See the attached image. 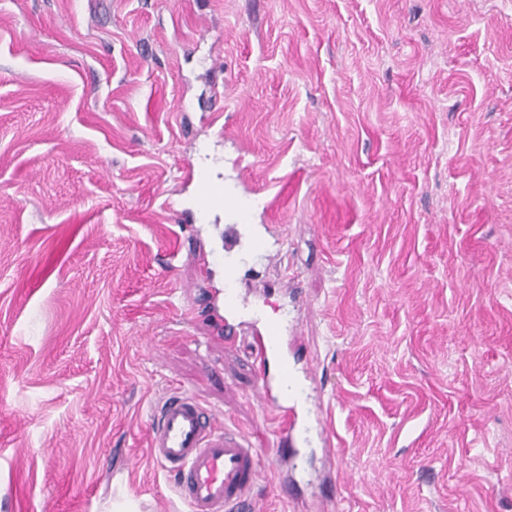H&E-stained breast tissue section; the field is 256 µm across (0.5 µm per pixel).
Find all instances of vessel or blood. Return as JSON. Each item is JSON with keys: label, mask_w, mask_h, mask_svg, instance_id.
<instances>
[{"label": "vessel or blood", "mask_w": 512, "mask_h": 512, "mask_svg": "<svg viewBox=\"0 0 512 512\" xmlns=\"http://www.w3.org/2000/svg\"><path fill=\"white\" fill-rule=\"evenodd\" d=\"M198 203L212 212L223 210V181H204ZM252 308L247 294L225 289V319ZM278 343V325L265 323L252 341V355L259 398L278 421L273 453L281 456L297 442L298 416L288 403L294 382ZM148 445L154 461L175 472V490L188 512H246L260 478L263 451L245 435L226 428L222 417L195 397L183 392L166 397L150 427Z\"/></svg>", "instance_id": "b4317fda"}]
</instances>
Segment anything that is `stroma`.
Segmentation results:
<instances>
[{"instance_id": "stroma-1", "label": "stroma", "mask_w": 512, "mask_h": 512, "mask_svg": "<svg viewBox=\"0 0 512 512\" xmlns=\"http://www.w3.org/2000/svg\"><path fill=\"white\" fill-rule=\"evenodd\" d=\"M206 162L331 433L251 512H512V0H0V512H187L177 390L274 439ZM198 203L210 212L224 210V182L218 178L204 181ZM215 236L224 239V250L227 260L224 262L225 279L231 281L234 278L236 265L229 260L231 255L237 250L240 241V225L239 224H213ZM253 304L246 293L237 288L224 289V328L231 332L233 325L230 319L237 318L242 314L252 311Z\"/></svg>"}]
</instances>
